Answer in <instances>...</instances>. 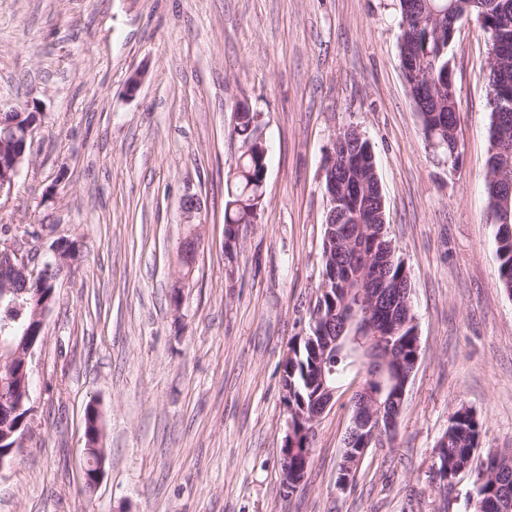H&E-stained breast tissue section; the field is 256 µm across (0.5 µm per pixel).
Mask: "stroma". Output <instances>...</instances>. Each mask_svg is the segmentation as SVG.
I'll return each mask as SVG.
<instances>
[{"mask_svg":"<svg viewBox=\"0 0 512 512\" xmlns=\"http://www.w3.org/2000/svg\"><path fill=\"white\" fill-rule=\"evenodd\" d=\"M398 18V0H0V104L39 111L0 225L78 246L35 350L28 429L0 467V512H471L474 473L440 490L434 448L462 405L484 421L482 448H512V298L484 187L487 41L475 18L458 22L451 167L422 134ZM241 106L259 115L267 174L231 260L225 181ZM349 126L372 146L421 352L395 440L338 489L351 418L341 388L290 493L283 363L309 330L323 170ZM188 194L204 226L177 306ZM90 403L106 462L88 494Z\"/></svg>","mask_w":512,"mask_h":512,"instance_id":"1","label":"stroma"}]
</instances>
